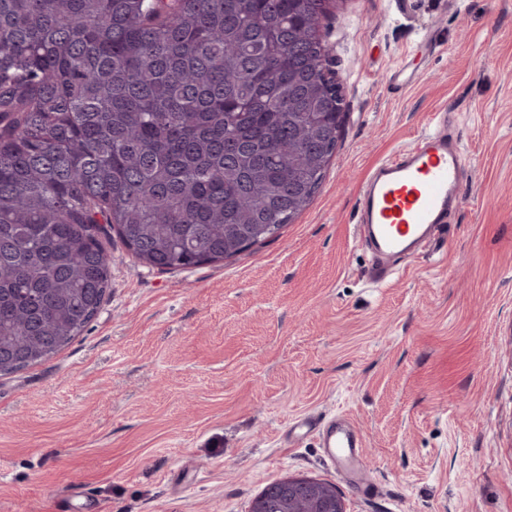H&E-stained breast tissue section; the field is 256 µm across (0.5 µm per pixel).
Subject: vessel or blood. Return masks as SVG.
<instances>
[{"mask_svg": "<svg viewBox=\"0 0 512 512\" xmlns=\"http://www.w3.org/2000/svg\"><path fill=\"white\" fill-rule=\"evenodd\" d=\"M431 124L428 134L379 164L359 188L356 233L377 254L369 271L373 282H385L392 274L391 260L413 255L459 206L464 157L448 130L447 113H433ZM292 429L298 435L319 433L336 464H357L360 444L350 427L307 416Z\"/></svg>", "mask_w": 512, "mask_h": 512, "instance_id": "vessel-or-blood-1", "label": "vessel or blood"}]
</instances>
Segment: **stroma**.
I'll return each instance as SVG.
<instances>
[{
	"label": "stroma",
	"instance_id": "stroma-1",
	"mask_svg": "<svg viewBox=\"0 0 512 512\" xmlns=\"http://www.w3.org/2000/svg\"><path fill=\"white\" fill-rule=\"evenodd\" d=\"M321 33L347 114L310 205L173 272L109 234L82 335L0 374V512H250L289 476L332 484L346 512H512V0H335ZM444 108L462 207L369 284L358 189ZM311 414L349 420L359 472L289 435Z\"/></svg>",
	"mask_w": 512,
	"mask_h": 512
}]
</instances>
